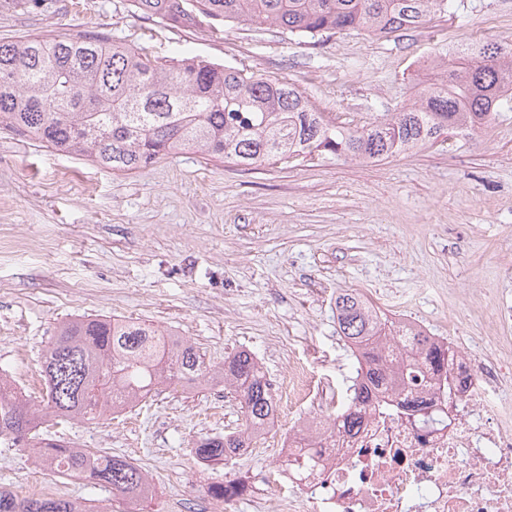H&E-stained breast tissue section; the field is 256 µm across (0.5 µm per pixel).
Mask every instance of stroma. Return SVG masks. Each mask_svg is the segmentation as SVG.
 Returning <instances> with one entry per match:
<instances>
[{
    "instance_id": "1",
    "label": "stroma",
    "mask_w": 512,
    "mask_h": 512,
    "mask_svg": "<svg viewBox=\"0 0 512 512\" xmlns=\"http://www.w3.org/2000/svg\"><path fill=\"white\" fill-rule=\"evenodd\" d=\"M101 35L295 82L335 121L361 126L399 111L449 45H512V0H456L429 25L377 37H302L267 25L214 31L132 14L128 0H0V40ZM512 290V102L485 133L440 139L376 163L333 155L240 169L187 150L115 174L0 126V369L40 375L59 324L81 316L144 321L184 337L206 363L250 350L266 377L304 361L347 391L356 360L339 334L336 297L354 290L433 336H486ZM277 412L255 448L205 464L200 439L245 419L223 386L160 385L119 415L40 432L141 465L151 499L132 503L87 480L65 496L104 512H198L212 485L251 483L276 467L280 443L317 417ZM31 449L0 444V487L34 473ZM512 317V297L509 290L501 293V298L496 303L495 308L491 311L488 319V328L496 329L501 324L509 321Z\"/></svg>"
}]
</instances>
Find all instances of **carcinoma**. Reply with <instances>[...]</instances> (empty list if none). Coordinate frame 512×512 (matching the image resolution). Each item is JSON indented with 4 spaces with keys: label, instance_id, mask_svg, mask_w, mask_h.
Listing matches in <instances>:
<instances>
[{
    "label": "carcinoma",
    "instance_id": "obj_1",
    "mask_svg": "<svg viewBox=\"0 0 512 512\" xmlns=\"http://www.w3.org/2000/svg\"><path fill=\"white\" fill-rule=\"evenodd\" d=\"M135 11L176 23L199 17L226 25H278L316 37L361 29L389 35L452 13L455 0H131ZM418 99L390 117L357 128L330 120L292 81L257 76L197 56L160 62L146 48L96 38L26 36L0 41V126L79 155L115 172L133 173L185 149L249 168L323 154L361 163L420 149L443 136L469 137L512 101V46L483 42L435 57ZM339 335L356 346L358 368L345 410L332 429L349 434L392 376L412 369L462 375L449 350L414 326L379 316L359 292L336 297ZM46 399L33 409L0 372V442L34 450L50 470L90 479L125 498L153 495L149 474L123 457L47 439L38 419L95 420L148 396L165 382L224 383L246 418L237 435L205 438L196 455L228 463L273 419L269 384L247 350L207 365L194 345L146 324L80 316L62 323L44 351ZM0 512H76V502L25 499L0 490Z\"/></svg>",
    "mask_w": 512,
    "mask_h": 512
}]
</instances>
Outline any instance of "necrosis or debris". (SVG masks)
<instances>
[{"label":"necrosis or debris","mask_w":512,"mask_h":512,"mask_svg":"<svg viewBox=\"0 0 512 512\" xmlns=\"http://www.w3.org/2000/svg\"><path fill=\"white\" fill-rule=\"evenodd\" d=\"M472 342L457 390L429 373L409 395L386 390L357 433L324 440L317 466L298 470L299 450L285 440L287 467L255 479L253 503L278 512H512V429L494 402L507 375L503 361H487L485 337Z\"/></svg>","instance_id":"4bbe7bcc"}]
</instances>
